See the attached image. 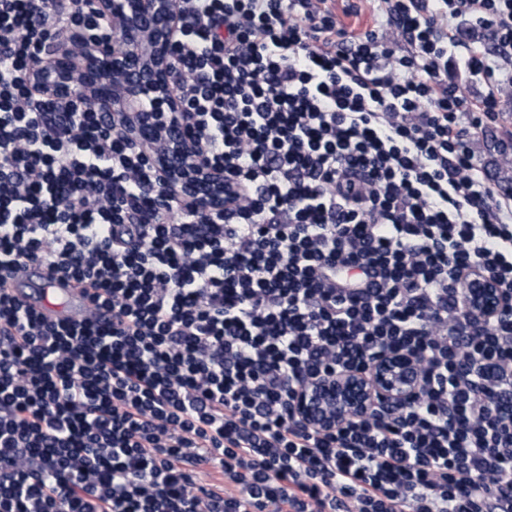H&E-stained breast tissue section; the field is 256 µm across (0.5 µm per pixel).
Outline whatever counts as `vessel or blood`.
I'll use <instances>...</instances> for the list:
<instances>
[{
  "label": "vessel or blood",
  "instance_id": "vessel-or-blood-1",
  "mask_svg": "<svg viewBox=\"0 0 512 512\" xmlns=\"http://www.w3.org/2000/svg\"><path fill=\"white\" fill-rule=\"evenodd\" d=\"M11 285L28 304L37 308L51 306L56 318H75L83 310L82 293L65 280L48 277L39 266L30 265L13 273Z\"/></svg>",
  "mask_w": 512,
  "mask_h": 512
}]
</instances>
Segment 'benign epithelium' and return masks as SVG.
Wrapping results in <instances>:
<instances>
[{
  "label": "benign epithelium",
  "instance_id": "benign-epithelium-1",
  "mask_svg": "<svg viewBox=\"0 0 512 512\" xmlns=\"http://www.w3.org/2000/svg\"><path fill=\"white\" fill-rule=\"evenodd\" d=\"M101 18L112 28V47L104 48L78 32L62 38L63 48L46 55L35 67L32 84L46 101L83 100L133 129L134 144H163L161 179L179 188L202 209L224 201V177L202 167L186 150L176 128L145 107L150 94L178 112L171 81L176 67L172 48L180 32L176 0H104ZM467 312L474 318L498 313L503 299L495 283L472 278L464 290ZM417 369L412 357L391 353L366 377L344 371L332 378L312 380L297 400L302 418L330 427L370 410L376 397L402 400L414 391Z\"/></svg>",
  "mask_w": 512,
  "mask_h": 512
}]
</instances>
